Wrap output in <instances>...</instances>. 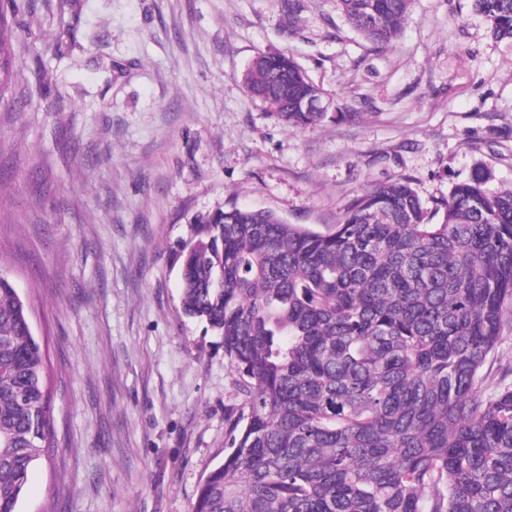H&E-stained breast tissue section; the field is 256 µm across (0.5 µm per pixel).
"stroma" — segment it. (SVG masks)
Listing matches in <instances>:
<instances>
[{
    "mask_svg": "<svg viewBox=\"0 0 512 512\" xmlns=\"http://www.w3.org/2000/svg\"><path fill=\"white\" fill-rule=\"evenodd\" d=\"M14 0L0 101V272L53 378L55 446L19 512H192L236 397L224 346L185 316L178 253L237 205L328 231L369 184L426 206L476 174L512 187V42L473 0H412L366 42L338 0ZM64 37L60 53L33 46ZM288 50L351 120L287 127L242 77ZM0 1V100L4 99L6 92L11 88L17 76L15 65V12Z\"/></svg>",
    "mask_w": 512,
    "mask_h": 512,
    "instance_id": "1",
    "label": "stroma"
}]
</instances>
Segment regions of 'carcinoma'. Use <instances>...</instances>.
<instances>
[{"mask_svg":"<svg viewBox=\"0 0 512 512\" xmlns=\"http://www.w3.org/2000/svg\"><path fill=\"white\" fill-rule=\"evenodd\" d=\"M411 0H339L380 48ZM512 41V0H474ZM15 12L0 0V100L17 76ZM288 126L345 112L290 58L244 75ZM485 178L429 209L410 182L366 186L327 232L270 210L197 217L182 247L184 313L222 338L236 373L224 460L193 512H512V188ZM46 354L0 274V512H18L52 447Z\"/></svg>","mask_w":512,"mask_h":512,"instance_id":"cac0c4a2","label":"carcinoma"}]
</instances>
